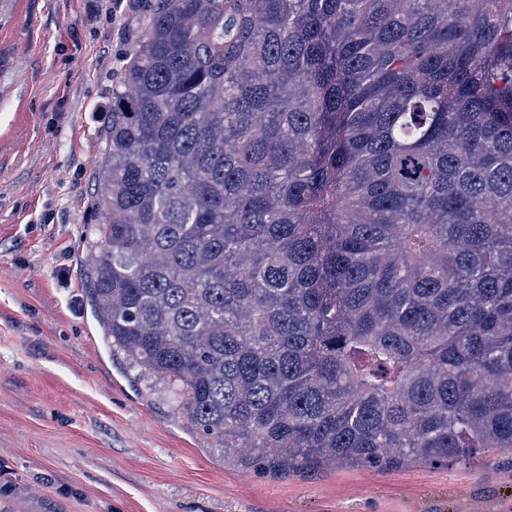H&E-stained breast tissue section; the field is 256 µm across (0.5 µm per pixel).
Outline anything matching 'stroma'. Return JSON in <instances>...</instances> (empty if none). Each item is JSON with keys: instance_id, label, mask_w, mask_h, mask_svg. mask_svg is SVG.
Returning <instances> with one entry per match:
<instances>
[{"instance_id": "1", "label": "stroma", "mask_w": 512, "mask_h": 512, "mask_svg": "<svg viewBox=\"0 0 512 512\" xmlns=\"http://www.w3.org/2000/svg\"><path fill=\"white\" fill-rule=\"evenodd\" d=\"M21 2L0 19V512H512V452L237 470L175 388L108 346L86 282L96 165L154 0Z\"/></svg>"}]
</instances>
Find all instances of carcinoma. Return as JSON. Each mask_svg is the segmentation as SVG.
<instances>
[{
  "instance_id": "1",
  "label": "carcinoma",
  "mask_w": 512,
  "mask_h": 512,
  "mask_svg": "<svg viewBox=\"0 0 512 512\" xmlns=\"http://www.w3.org/2000/svg\"><path fill=\"white\" fill-rule=\"evenodd\" d=\"M96 195L105 336L224 463L512 450V0H156Z\"/></svg>"
}]
</instances>
